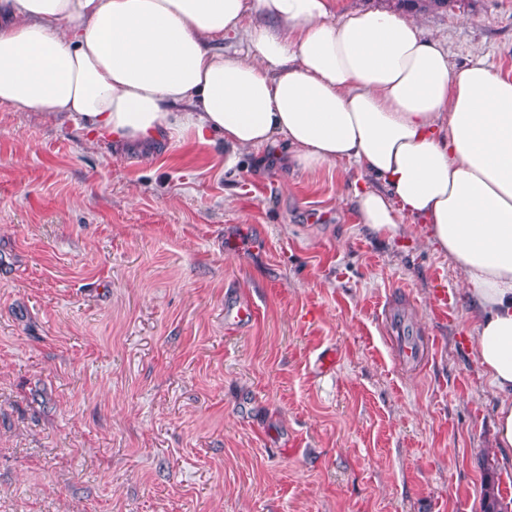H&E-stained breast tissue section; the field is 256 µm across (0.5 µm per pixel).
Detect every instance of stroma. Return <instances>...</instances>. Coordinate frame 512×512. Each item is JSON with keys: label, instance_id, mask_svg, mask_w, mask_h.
<instances>
[{"label": "stroma", "instance_id": "35a3bbf8", "mask_svg": "<svg viewBox=\"0 0 512 512\" xmlns=\"http://www.w3.org/2000/svg\"><path fill=\"white\" fill-rule=\"evenodd\" d=\"M415 19L512 78V0ZM356 177L270 146L228 169L188 134L147 159L1 105L0 512H483L490 473L511 499L462 275L363 229ZM395 352L400 362L406 365H419L423 360V347L411 336H395Z\"/></svg>", "mask_w": 512, "mask_h": 512}]
</instances>
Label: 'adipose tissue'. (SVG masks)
Listing matches in <instances>:
<instances>
[{"instance_id": "adipose-tissue-1", "label": "adipose tissue", "mask_w": 512, "mask_h": 512, "mask_svg": "<svg viewBox=\"0 0 512 512\" xmlns=\"http://www.w3.org/2000/svg\"><path fill=\"white\" fill-rule=\"evenodd\" d=\"M0 104L146 155L189 132L228 168L279 142L304 173L353 164L369 232L416 229L460 269L512 463V79L483 58L454 67L416 20L335 0H0Z\"/></svg>"}]
</instances>
